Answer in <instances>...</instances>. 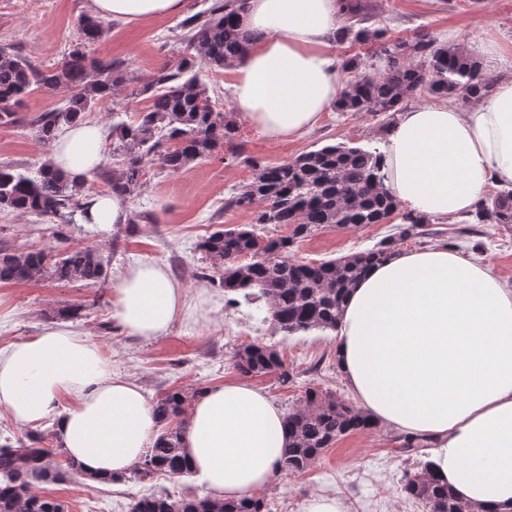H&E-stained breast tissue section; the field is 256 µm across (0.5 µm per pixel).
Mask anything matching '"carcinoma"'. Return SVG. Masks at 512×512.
Returning a JSON list of instances; mask_svg holds the SVG:
<instances>
[{"label": "carcinoma", "instance_id": "1", "mask_svg": "<svg viewBox=\"0 0 512 512\" xmlns=\"http://www.w3.org/2000/svg\"><path fill=\"white\" fill-rule=\"evenodd\" d=\"M208 7L187 17L180 27L185 48L178 64L163 66L132 94L147 105L136 121L128 123L112 113V156L115 166L98 177L109 194L126 196L141 185L146 166L157 160L170 172L186 169L220 148L251 170L246 183L225 200L227 210H250L254 224L216 228L198 244L217 275L227 304L233 295L262 299L271 323L285 336L314 330L334 331L347 290L373 266L388 260L390 242L349 256L321 262H304L288 254L294 239L323 228L381 224L398 209L399 201L386 185L381 151L344 142L325 145L280 164H267L246 155L238 141L239 124L232 112H216L209 104L208 87L201 73L220 72L243 57L245 38L239 17L248 0H204ZM373 7L364 0H343L345 25L340 41H374L384 57L383 70H362L359 57H349L342 70L354 74L335 105L338 112H388L382 130H391L403 103L426 93L437 98L488 97L495 79L470 53L442 43L430 32L393 39L388 29L369 30ZM107 28L99 18L85 15L78 23L79 43L56 67L42 70L32 65L12 44H0V125L19 123L18 109L38 91L68 92L63 106L39 113L30 126L45 148L65 125L87 119L89 112L112 97L129 78L119 60L92 58L86 47L100 41ZM85 183H74L42 162L34 174L0 163V210L56 218L63 212H84L81 196ZM478 224H512V190L503 189L474 212ZM399 238L420 235L419 225L430 220L405 215ZM260 224H286L287 236L272 237L255 229ZM248 258L242 262V258ZM106 276L99 250L92 247L9 252L0 248V281L27 283L36 278L58 282L97 284ZM235 367L245 377L273 375L288 383L291 374L273 347L251 343L236 353ZM200 390L171 388L153 401L158 422L165 430L144 457L124 475L96 477L69 457L61 445L46 443L48 435L31 431L14 442L0 444V512H65L57 500L36 490L33 481L57 483L68 478L102 484L134 480L140 483L164 477L175 483L192 475L183 446L186 408ZM289 443L278 471L298 474L309 470L340 438L378 427L369 415L352 404L315 387L304 391L299 404L285 420ZM402 492L421 503L425 512H474L459 501L428 470L418 464L405 474ZM131 512H271L262 496L218 501L208 494L175 495L163 490L145 494Z\"/></svg>", "mask_w": 512, "mask_h": 512}]
</instances>
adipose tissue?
I'll use <instances>...</instances> for the list:
<instances>
[{"instance_id": "1", "label": "adipose tissue", "mask_w": 512, "mask_h": 512, "mask_svg": "<svg viewBox=\"0 0 512 512\" xmlns=\"http://www.w3.org/2000/svg\"><path fill=\"white\" fill-rule=\"evenodd\" d=\"M185 5L91 0L90 10L140 23ZM338 22L339 0H249L240 18L246 57L231 68L237 120L272 141L314 127L339 92ZM103 139L101 125L65 126L49 161L84 180L102 161ZM384 153L386 183L409 211L465 216L491 184L512 181V79L464 110L433 103L398 112ZM183 305L166 267L142 260L114 288L112 318L129 335L154 338ZM336 356L360 409L422 438L427 462L458 498L512 506V286L501 276L442 246L395 251L350 290ZM0 413L32 427L57 417L64 450L101 477L139 461L157 422L142 389L64 324L0 354ZM183 442L195 475L235 500L272 479L288 446L285 413L250 383L216 385L195 398Z\"/></svg>"}]
</instances>
